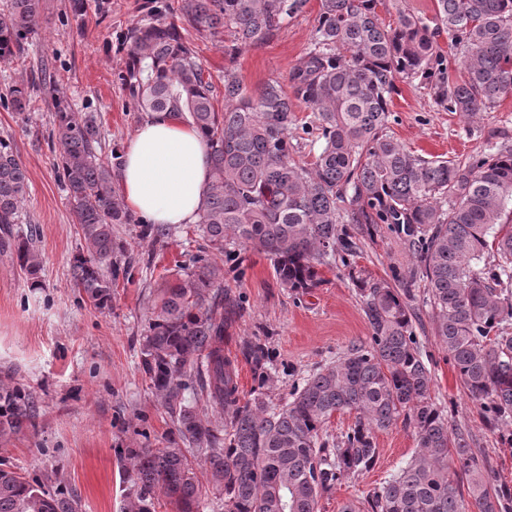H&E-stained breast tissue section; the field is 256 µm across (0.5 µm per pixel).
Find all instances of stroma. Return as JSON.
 <instances>
[{
	"label": "stroma",
	"instance_id": "obj_1",
	"mask_svg": "<svg viewBox=\"0 0 512 512\" xmlns=\"http://www.w3.org/2000/svg\"><path fill=\"white\" fill-rule=\"evenodd\" d=\"M146 0H110L104 13L64 19L68 0H45L41 26L22 58L0 61V96L15 85L31 83L40 63H48L52 80L33 93V108L21 116L0 103V138L11 142L28 177L23 214L40 230L41 260L37 279L0 253V384L16 383L31 395L33 427L0 439V467L27 477H49L77 489L83 512H117L120 448H161L173 428L139 366V339L151 316L158 285L189 264L196 249L193 226L174 230L165 243L142 241L134 224L114 228L134 257L130 278L112 289V305L98 309L75 288L71 262L81 247L76 219L58 176V154L49 142L55 101L79 106L92 102L104 150L124 147L142 115L133 108L118 75L126 52L123 31L141 16ZM319 0L290 19L269 41L225 53L230 38L220 34L188 37L214 77L234 67L243 84L256 90L270 79L287 81L293 65L309 51ZM391 102L389 134L408 150L429 159L459 161L485 152L493 144L512 142V95L480 119L436 106L418 83L398 82ZM353 266L371 278H389L391 266H407V249L388 234L362 240ZM244 279L225 272L224 287L240 297L243 311L224 337V353L237 357L241 396L254 386L251 367L239 360V344L250 337L264 342L274 360L277 379L269 387L272 401L287 399L302 378L342 358L366 342L370 329L348 268L321 267L316 287L296 293L277 281L264 253L245 254ZM415 332L431 369V396L452 428L468 434L470 444L500 483L512 487V447L486 424L479 404L465 394L434 331L422 280L412 285ZM375 467L338 486L318 502V512H342L347 503L365 500L389 474L417 450L411 428L396 424L377 432Z\"/></svg>",
	"mask_w": 512,
	"mask_h": 512
}]
</instances>
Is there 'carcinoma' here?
Instances as JSON below:
<instances>
[{
    "mask_svg": "<svg viewBox=\"0 0 512 512\" xmlns=\"http://www.w3.org/2000/svg\"><path fill=\"white\" fill-rule=\"evenodd\" d=\"M307 3L148 0L124 33L119 79L136 110L169 112L196 127L211 181L196 228L203 243L185 272L160 287L139 344L141 372L175 432L163 448L120 451L119 512H157L162 499L170 512H203L200 468L222 512H316L320 497L373 469L376 432L399 422L413 428L418 452L369 495L368 512H503L512 488L479 462L431 397L410 285L425 282L435 335L464 392L512 445V145L453 163L409 151L385 130L399 81L424 84L438 107L470 118L512 94V0H435L432 19L399 8L393 25L379 21L377 0H320L312 48L289 71V87L271 79L250 92L227 67L218 111L221 87L187 29L226 32L236 51L271 39ZM69 7L81 19L106 10L108 0ZM43 9L44 0H0V60L22 54ZM444 36L461 54L458 76ZM8 102L20 115L31 111L23 86L9 89ZM299 103L312 112L301 130L318 145L309 163L295 159L290 135ZM56 106L51 138L84 242L72 261L74 285L102 309L132 269L114 226L137 224L151 244L165 242L171 227L135 218L116 194L122 156L102 151L94 113L61 99ZM27 194L26 170L0 138V250L35 279L41 262L22 214ZM381 224L416 265L407 275L391 267L388 281L352 271L369 341L274 404L268 347L245 339L239 353L257 386L241 397L237 359L224 354L241 302L224 292L213 256L260 250L281 286L304 292L320 282L319 267L355 256L358 241ZM337 412H353L355 421L331 438L323 427ZM34 418L30 394L0 384V437ZM0 512H82V504L66 484L0 468Z\"/></svg>",
    "mask_w": 512,
    "mask_h": 512,
    "instance_id": "1",
    "label": "carcinoma"
}]
</instances>
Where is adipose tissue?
I'll return each instance as SVG.
<instances>
[{
  "label": "adipose tissue",
  "mask_w": 512,
  "mask_h": 512,
  "mask_svg": "<svg viewBox=\"0 0 512 512\" xmlns=\"http://www.w3.org/2000/svg\"><path fill=\"white\" fill-rule=\"evenodd\" d=\"M210 181L201 133L167 113L146 116L124 152L120 175L127 208L153 224H193Z\"/></svg>",
  "instance_id": "adipose-tissue-1"
}]
</instances>
